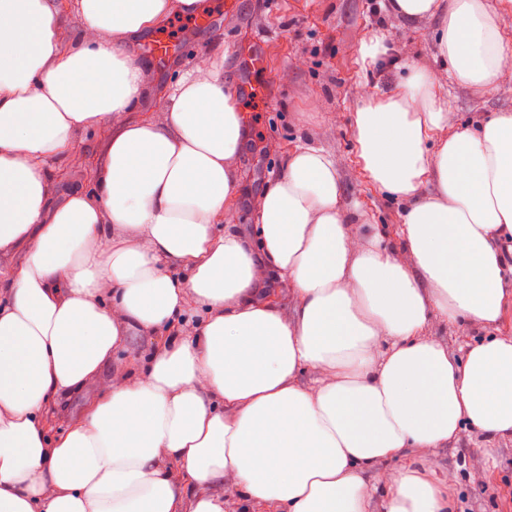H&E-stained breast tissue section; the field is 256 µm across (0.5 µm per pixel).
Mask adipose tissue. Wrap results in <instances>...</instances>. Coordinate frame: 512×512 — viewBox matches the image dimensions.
<instances>
[{"instance_id":"adipose-tissue-1","label":"adipose tissue","mask_w":512,"mask_h":512,"mask_svg":"<svg viewBox=\"0 0 512 512\" xmlns=\"http://www.w3.org/2000/svg\"><path fill=\"white\" fill-rule=\"evenodd\" d=\"M202 0H0V512H224L232 475L256 512H364L367 472L474 427L512 437V336L460 352L432 317L499 324L512 293V112L449 130L436 72L363 94L352 129L370 180L405 200L401 251L348 230L329 152L299 146L234 222L247 140L221 58L154 96L129 41ZM439 19L459 87L512 81V46L484 0H390ZM163 122L137 118L149 98ZM104 133L93 185L53 199L75 129ZM178 267V280L168 270ZM286 289L288 309L269 291ZM168 333L49 437L50 401L97 380L136 336ZM383 512H449L426 466Z\"/></svg>"}]
</instances>
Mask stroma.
I'll list each match as a JSON object with an SVG mask.
<instances>
[{"mask_svg":"<svg viewBox=\"0 0 512 512\" xmlns=\"http://www.w3.org/2000/svg\"><path fill=\"white\" fill-rule=\"evenodd\" d=\"M224 2L217 26L192 25L186 15L172 13L155 32L185 37L200 51L222 55L224 76L243 92L240 104L251 111L249 144L237 163L245 195L275 182L297 146L325 148L335 159L343 182L342 205L352 231L374 225L384 243L400 245L404 202L384 194L364 172L352 131V116L361 92L384 94L399 82L402 65L446 73L436 50L437 20L414 25L394 16L377 22L376 0H204ZM383 35L389 52L375 67L364 68L353 44L359 38ZM263 61L261 71L244 70L240 52ZM452 107L453 125L479 126L495 112L512 110V85L463 89L443 82ZM64 398L51 419L54 433L88 410L103 382ZM437 478L448 485L453 512H512V441L494 442L478 430L464 429L448 448L429 461Z\"/></svg>","mask_w":512,"mask_h":512,"instance_id":"35a3bbf8","label":"stroma"}]
</instances>
